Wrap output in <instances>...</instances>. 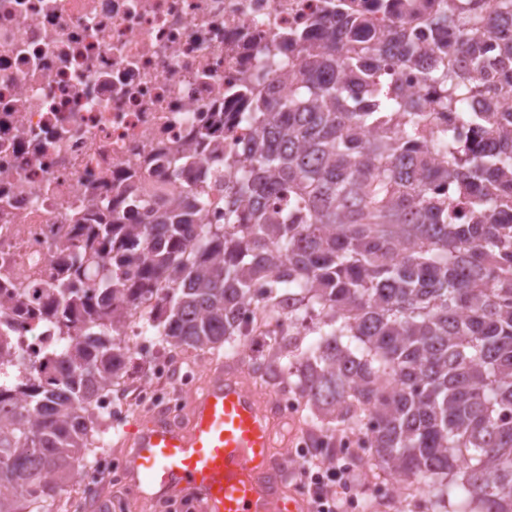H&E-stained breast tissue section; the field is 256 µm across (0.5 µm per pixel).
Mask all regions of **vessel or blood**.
<instances>
[{"label":"vessel or blood","mask_w":512,"mask_h":512,"mask_svg":"<svg viewBox=\"0 0 512 512\" xmlns=\"http://www.w3.org/2000/svg\"><path fill=\"white\" fill-rule=\"evenodd\" d=\"M271 407L242 376L213 374L187 420L159 415L123 440L126 488L146 500H189L196 512H308L273 464Z\"/></svg>","instance_id":"obj_1"}]
</instances>
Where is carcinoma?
Here are the masks:
<instances>
[{
  "label": "carcinoma",
  "instance_id": "carcinoma-1",
  "mask_svg": "<svg viewBox=\"0 0 512 512\" xmlns=\"http://www.w3.org/2000/svg\"><path fill=\"white\" fill-rule=\"evenodd\" d=\"M464 14L491 36L512 0H469ZM456 17L448 5L434 35ZM298 39L292 95L246 114L251 163L224 183V223H200L201 170L157 222L103 220L66 250L67 277L37 299L60 337L47 377L0 383V512H69L60 493L99 448V392L133 364L121 323L154 292L150 329L181 352L247 338L244 309L263 306L288 329L258 367L320 422L364 431L408 489L461 475L466 497L448 512H512V129L457 110L486 78L481 37L456 27L462 68L434 45L442 64L422 77L450 115L434 132L433 113L380 77L422 57L403 31L381 39L338 10L319 41ZM498 53L506 78L512 41ZM458 125L484 128L492 149L463 144Z\"/></svg>",
  "mask_w": 512,
  "mask_h": 512
}]
</instances>
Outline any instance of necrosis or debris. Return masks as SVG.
<instances>
[{"instance_id":"obj_1","label":"necrosis or debris","mask_w":512,"mask_h":512,"mask_svg":"<svg viewBox=\"0 0 512 512\" xmlns=\"http://www.w3.org/2000/svg\"><path fill=\"white\" fill-rule=\"evenodd\" d=\"M376 30L434 36L428 8L447 0H0V335L31 361L58 343L36 295L65 277L59 257L102 213L142 224L171 206L186 168L210 171V133L245 164L240 120L269 84L268 62L295 73L297 34L317 37L337 5ZM512 83L490 72L459 107L503 112ZM135 385L140 407L179 411L159 379L190 385V367L158 364Z\"/></svg>"}]
</instances>
